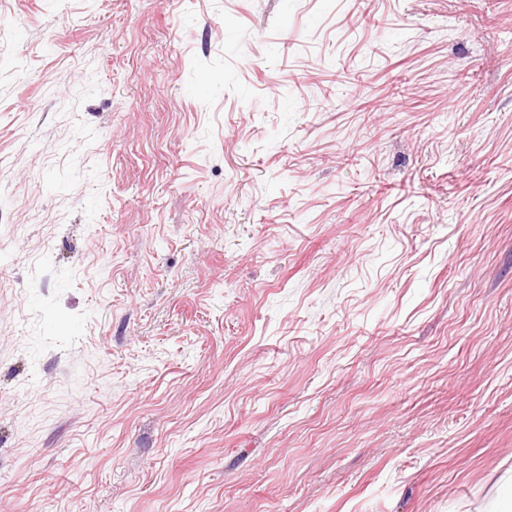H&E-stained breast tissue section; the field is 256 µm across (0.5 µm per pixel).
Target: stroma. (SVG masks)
<instances>
[{"mask_svg":"<svg viewBox=\"0 0 512 512\" xmlns=\"http://www.w3.org/2000/svg\"><path fill=\"white\" fill-rule=\"evenodd\" d=\"M512 0H0V512H507Z\"/></svg>","mask_w":512,"mask_h":512,"instance_id":"1","label":"stroma"}]
</instances>
